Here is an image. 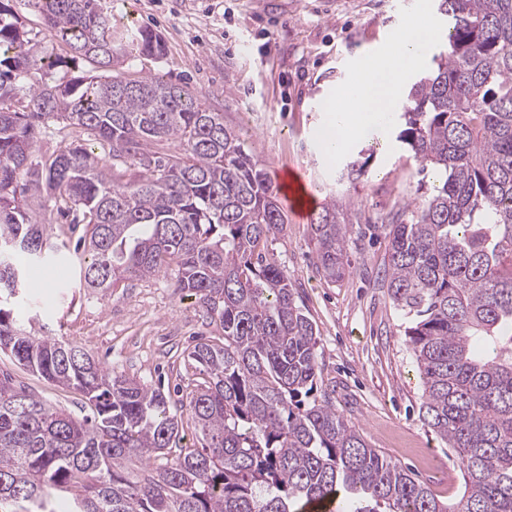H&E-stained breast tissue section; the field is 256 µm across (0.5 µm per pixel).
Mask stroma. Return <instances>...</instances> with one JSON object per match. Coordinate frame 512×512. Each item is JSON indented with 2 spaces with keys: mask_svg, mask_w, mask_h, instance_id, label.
<instances>
[{
  "mask_svg": "<svg viewBox=\"0 0 512 512\" xmlns=\"http://www.w3.org/2000/svg\"><path fill=\"white\" fill-rule=\"evenodd\" d=\"M396 0H102L117 26L152 30L160 57L130 56L114 69L129 78L152 74L204 97L224 123L243 135L269 178L294 171L314 188L317 204L336 199L352 224L345 277L326 281L315 266L309 220L289 219L268 245L267 259L284 269L297 301L317 330L319 390L365 441L411 470L444 498L461 485L453 452L424 423L422 387L406 343V320L384 286L388 241L379 227L406 220L404 203L428 193L431 177L397 141L391 113L387 143L377 133L353 141L335 160L318 136L337 89L356 60L387 45L403 20ZM11 6L46 62L35 80L53 83L90 71L45 30L27 0ZM368 159L364 175L346 177L347 164ZM19 320L38 316L57 335L85 348L118 373L137 377L181 401L176 387L192 375L187 354L214 338L215 327L194 298L176 291L170 275L130 280L91 293L78 278L62 283L59 259L35 267L27 293L13 305ZM40 398L80 418L78 395L33 375L0 354V372Z\"/></svg>",
  "mask_w": 512,
  "mask_h": 512,
  "instance_id": "obj_1",
  "label": "stroma"
}]
</instances>
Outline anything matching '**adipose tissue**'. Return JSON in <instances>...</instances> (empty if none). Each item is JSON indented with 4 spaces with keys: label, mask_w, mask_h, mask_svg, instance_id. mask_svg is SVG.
I'll return each mask as SVG.
<instances>
[{
    "label": "adipose tissue",
    "mask_w": 512,
    "mask_h": 512,
    "mask_svg": "<svg viewBox=\"0 0 512 512\" xmlns=\"http://www.w3.org/2000/svg\"><path fill=\"white\" fill-rule=\"evenodd\" d=\"M435 37L434 28L407 26L396 35L388 52L361 58L358 64L361 77L355 87L357 101L353 109L331 116L325 139L328 157H337L347 144L370 128L387 123L406 77L425 57Z\"/></svg>",
    "instance_id": "obj_1"
}]
</instances>
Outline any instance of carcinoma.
I'll return each mask as SVG.
<instances>
[{
    "label": "carcinoma",
    "mask_w": 512,
    "mask_h": 512,
    "mask_svg": "<svg viewBox=\"0 0 512 512\" xmlns=\"http://www.w3.org/2000/svg\"><path fill=\"white\" fill-rule=\"evenodd\" d=\"M437 2L447 52L408 90L397 136L434 183L408 221L379 228L422 417L457 454L459 496L441 499L314 396L315 326L265 255L288 220L262 164L201 96L112 74L121 56L162 55L159 36L115 28L101 0H33L73 60L103 74L25 92L41 60L0 0V351L92 410L76 419L0 375V512H55L59 493L69 512H512V0ZM50 124L86 132L112 166L75 143L34 161ZM41 194L77 213L81 286L171 271L219 325L187 355L200 447L180 446L160 388L13 317L26 287L16 256L61 251L22 208ZM311 229L318 271L342 278L352 225L336 201Z\"/></svg>",
    "instance_id": "1"
}]
</instances>
